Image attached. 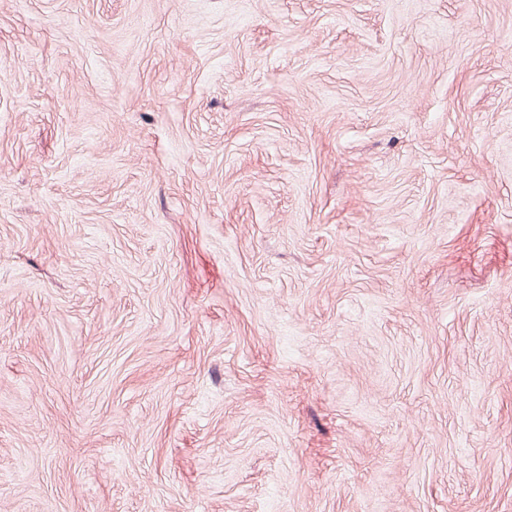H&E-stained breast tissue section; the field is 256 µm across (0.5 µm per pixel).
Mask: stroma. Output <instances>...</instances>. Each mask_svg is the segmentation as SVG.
Returning a JSON list of instances; mask_svg holds the SVG:
<instances>
[{"mask_svg":"<svg viewBox=\"0 0 512 512\" xmlns=\"http://www.w3.org/2000/svg\"><path fill=\"white\" fill-rule=\"evenodd\" d=\"M0 512H512V0H0Z\"/></svg>","mask_w":512,"mask_h":512,"instance_id":"35a3bbf8","label":"stroma"}]
</instances>
